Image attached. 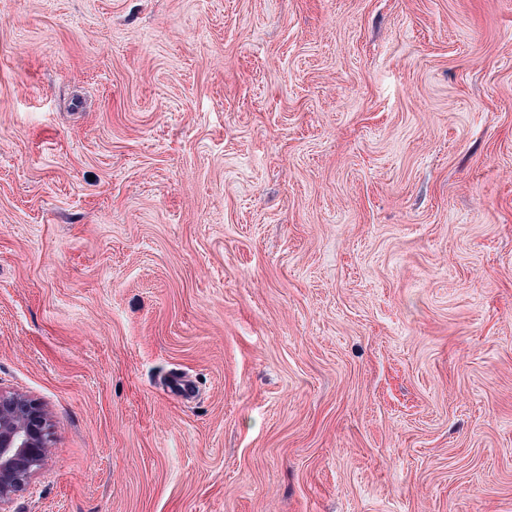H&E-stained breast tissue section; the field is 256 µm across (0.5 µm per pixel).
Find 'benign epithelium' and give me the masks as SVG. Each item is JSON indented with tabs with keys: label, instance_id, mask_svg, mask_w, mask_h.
<instances>
[{
	"label": "benign epithelium",
	"instance_id": "7a95c632",
	"mask_svg": "<svg viewBox=\"0 0 512 512\" xmlns=\"http://www.w3.org/2000/svg\"><path fill=\"white\" fill-rule=\"evenodd\" d=\"M49 447L44 410L22 395L0 391V512H9Z\"/></svg>",
	"mask_w": 512,
	"mask_h": 512
}]
</instances>
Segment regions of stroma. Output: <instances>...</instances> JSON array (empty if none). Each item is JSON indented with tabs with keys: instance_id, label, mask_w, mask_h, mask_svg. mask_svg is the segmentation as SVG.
Segmentation results:
<instances>
[{
	"instance_id": "1",
	"label": "stroma",
	"mask_w": 512,
	"mask_h": 512,
	"mask_svg": "<svg viewBox=\"0 0 512 512\" xmlns=\"http://www.w3.org/2000/svg\"><path fill=\"white\" fill-rule=\"evenodd\" d=\"M0 390L10 512H512V0H0ZM50 447L47 418L34 401L0 391V511L25 489Z\"/></svg>"
}]
</instances>
